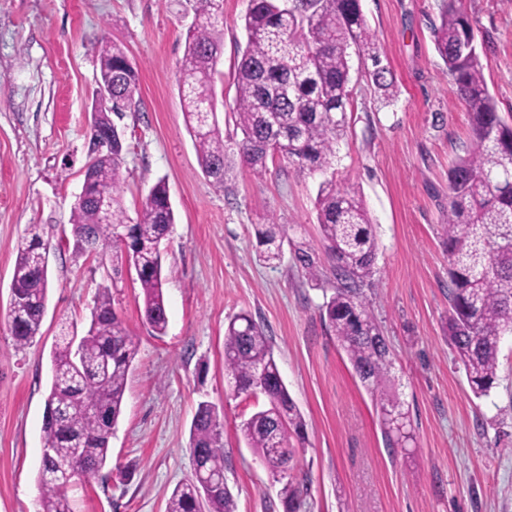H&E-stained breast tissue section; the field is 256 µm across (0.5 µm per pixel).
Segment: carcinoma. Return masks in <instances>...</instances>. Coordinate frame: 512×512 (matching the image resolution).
Returning a JSON list of instances; mask_svg holds the SVG:
<instances>
[{
  "mask_svg": "<svg viewBox=\"0 0 512 512\" xmlns=\"http://www.w3.org/2000/svg\"><path fill=\"white\" fill-rule=\"evenodd\" d=\"M224 0H196L187 32L179 93L186 128L194 137L203 172L224 185L229 152L259 175L269 158L298 168L326 169L346 123L350 53L371 61L374 85L393 81L386 56L367 31L360 0H249L244 17L247 45L234 74V127L241 137L228 150L219 129L213 75L223 49ZM435 50L469 114L472 145L449 172L448 344L475 396L489 394L497 379L503 337L512 335V124L504 121L489 93L471 19L458 0H442L432 28ZM99 79L112 82V97L98 104L100 123L117 126L112 148L90 158L88 198L74 203L73 234L84 254L108 245L124 252L144 296L143 316L154 333L168 325L163 297L160 243L174 224L164 180H158L136 217L124 205V130L118 126L137 107L138 71L122 43L102 40ZM318 223L335 292L322 313L355 376L370 395L385 445L406 449L414 441L408 411L390 391L394 362L386 336L366 305L361 287L374 275L377 237L363 201L325 181L318 192ZM43 228L28 225L16 245L11 284L19 299L8 309L11 335L24 347L41 335L48 298ZM256 238L265 262L278 261L287 225L259 224ZM294 257L310 280L323 275L316 253L298 244ZM75 357L73 338L63 336L52 352L46 406L55 417L43 422L45 456L39 469V512H73L68 496L75 479L101 472L112 431L123 413L129 370L138 341L123 327L108 292L98 294ZM224 371L239 393L259 392L269 407L241 425L249 447L266 467L286 480L284 512H302L304 484L286 479L292 441L304 443L306 423L283 382L265 328L251 316L231 320L224 333ZM195 455L192 478L178 486L166 512H236L224 477V422L219 409L198 404L190 428Z\"/></svg>",
  "mask_w": 512,
  "mask_h": 512,
  "instance_id": "obj_1",
  "label": "carcinoma"
}]
</instances>
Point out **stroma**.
Segmentation results:
<instances>
[{
    "label": "stroma",
    "instance_id": "35a3bbf8",
    "mask_svg": "<svg viewBox=\"0 0 512 512\" xmlns=\"http://www.w3.org/2000/svg\"><path fill=\"white\" fill-rule=\"evenodd\" d=\"M393 72L383 98L350 58L343 135L326 171L268 162L254 175L232 161L224 185L204 176L178 90L194 0H0V512H37L51 350L85 330L108 289L139 339L108 467L72 486L74 512H165L191 478L190 427L200 402L224 411V474L237 512H283L281 482L240 431L268 406L235 394L224 371V329L246 312L263 325L285 385L306 422L290 474L308 487L307 512H512V338L502 340L489 396L472 393L448 345V172L471 145L469 117L434 49L440 0H360ZM248 0H224L216 66L217 117L234 134L233 74L247 44ZM483 74L512 122V0H463ZM122 42L139 72L127 113L124 204L141 208L165 179L175 223L161 244L168 326L152 335L135 272L114 274V250L74 251L71 208L89 161L95 46ZM334 180L363 200L377 226V272L363 293L393 353L394 390L416 435L386 448L370 396L321 316L330 280L312 283L290 247L261 260L255 229L287 225L291 243L322 251L319 186ZM48 247L42 335L16 346L9 329L13 247L28 225ZM128 479H121V472Z\"/></svg>",
    "mask_w": 512,
    "mask_h": 512
}]
</instances>
